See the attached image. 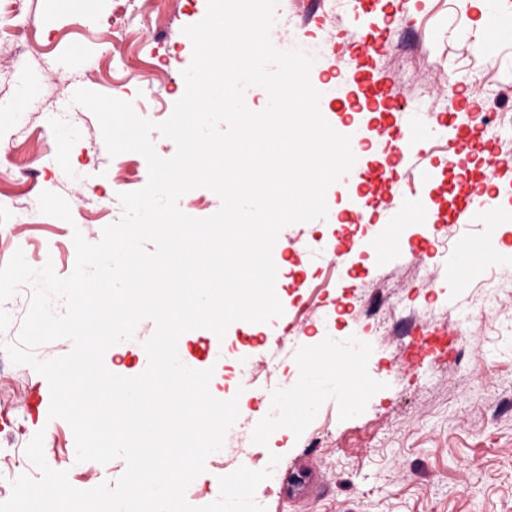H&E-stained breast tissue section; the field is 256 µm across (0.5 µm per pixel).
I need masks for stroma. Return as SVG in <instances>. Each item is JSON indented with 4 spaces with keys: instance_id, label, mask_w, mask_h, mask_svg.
Instances as JSON below:
<instances>
[{
    "instance_id": "obj_1",
    "label": "stroma",
    "mask_w": 512,
    "mask_h": 512,
    "mask_svg": "<svg viewBox=\"0 0 512 512\" xmlns=\"http://www.w3.org/2000/svg\"><path fill=\"white\" fill-rule=\"evenodd\" d=\"M58 0H0V22L31 29V45L0 40V211L10 213L14 235L0 238V260L23 251L35 268L52 263L58 276L75 266L74 231L98 242L123 207L112 178L147 181L135 164L116 169L97 117L74 104V90L124 94L135 112H150L161 123L185 92L182 72L193 47L183 29L203 19L207 0H87L73 17ZM482 0H402L392 40L380 65L404 88V122L419 125L441 149L453 132L431 131L435 113L454 111L443 83L467 88L482 83L481 109L488 114L487 137L512 153V40L487 42ZM161 29H154L156 16ZM373 17H352L347 0H278L273 44L298 49L315 59L320 79L333 73L330 36L362 34ZM21 111H14L16 102ZM51 191L69 203L72 219L43 214L37 195ZM330 216L285 227L279 244H302L287 257L291 278L322 279L337 245L333 212L350 217V191L327 194ZM495 235L503 252L462 282L448 279L461 244ZM446 243H433L421 260L433 284L414 268L407 248L369 256L357 239L337 271L346 287L288 288L280 294L284 313L258 332L229 329L223 341L208 332H188L183 358L196 370L220 371L215 392L239 397L246 406L226 434L223 452L210 455L191 484L189 504L201 507L220 496L219 479L239 467L271 469L255 500L267 512H512V223L487 230L485 224H456ZM466 319L470 340L464 352L400 371L405 326ZM152 320L139 323L104 365L132 376L148 365L143 343L155 332ZM356 354L368 391L348 405L339 389L336 362ZM325 355L331 367L314 381L316 401L300 425L273 423L275 400L298 381L300 364ZM14 400L0 405V431L20 435L12 470L0 473V498L9 499L20 476L37 480L38 467L25 448L43 433L47 464L66 472L70 484L90 490L115 482L123 459L107 464L77 462L71 427L49 419L47 380L33 367L17 368ZM280 460L270 464V454ZM315 462L326 477L323 496L309 504L285 500L280 483L296 459Z\"/></svg>"
}]
</instances>
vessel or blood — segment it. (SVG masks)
<instances>
[{"label":"vessel or blood","instance_id":"1","mask_svg":"<svg viewBox=\"0 0 512 512\" xmlns=\"http://www.w3.org/2000/svg\"><path fill=\"white\" fill-rule=\"evenodd\" d=\"M353 12L358 16L375 15L379 21L365 36L354 42L339 44L336 58H349L353 75L351 95L346 111L374 115L370 123L374 140L384 142L389 151L383 162L359 172L361 190L369 200L379 201L385 210L395 209V188L401 178L409 177L431 191H438L447 176H454V203L452 209L433 211L431 226L442 227L470 220L477 212L487 210L490 201L501 188H512V163L502 160L487 139L481 121L471 120L461 125L452 112H440L435 123L455 131V144L445 159L433 154L413 152L417 131L399 117L402 102L390 78L375 72V57L387 45L392 35V18L398 9V0H352ZM456 338L447 327L416 328L405 346L406 360L433 361L445 357ZM285 492L302 501L319 498L322 482L318 472L309 465H299L285 479Z\"/></svg>","mask_w":512,"mask_h":512}]
</instances>
